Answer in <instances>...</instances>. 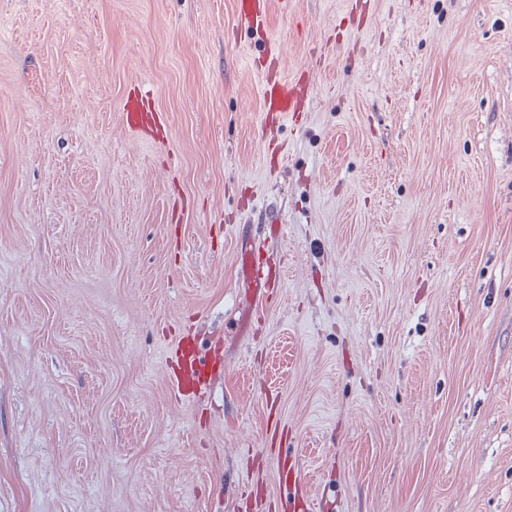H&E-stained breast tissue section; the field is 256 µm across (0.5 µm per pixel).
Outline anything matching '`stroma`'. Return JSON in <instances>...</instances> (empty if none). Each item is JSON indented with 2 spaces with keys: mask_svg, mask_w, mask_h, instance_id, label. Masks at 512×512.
<instances>
[{
  "mask_svg": "<svg viewBox=\"0 0 512 512\" xmlns=\"http://www.w3.org/2000/svg\"><path fill=\"white\" fill-rule=\"evenodd\" d=\"M269 3L0 0V512H512V0ZM235 11L239 24L248 28L266 27L267 0H237L235 2ZM304 98V93L294 83L288 87L275 82L265 92L264 107L267 112H277L282 116H288V112L295 115L296 112H303L301 103ZM152 102L153 92L145 86L138 89L133 100L128 97L122 113L125 126L132 131H138L141 126V112H152ZM238 265L242 278L253 288L249 302L245 305L247 310L245 324H247L249 316L252 319L259 310L271 304L281 283V275L276 270H272L252 245L240 252Z\"/></svg>",
  "mask_w": 512,
  "mask_h": 512,
  "instance_id": "obj_1",
  "label": "stroma"
}]
</instances>
